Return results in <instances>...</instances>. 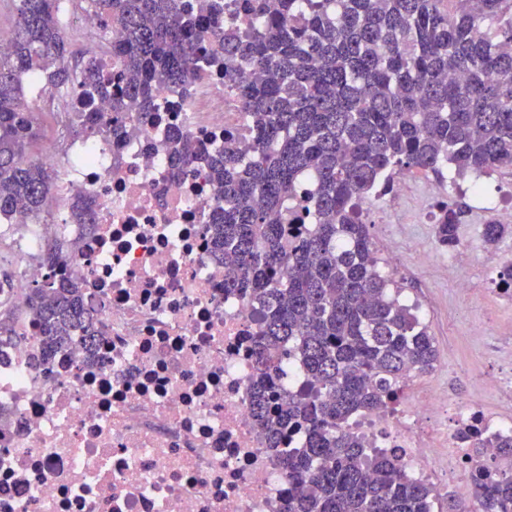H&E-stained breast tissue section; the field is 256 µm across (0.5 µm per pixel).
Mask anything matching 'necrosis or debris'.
Listing matches in <instances>:
<instances>
[{
  "label": "necrosis or debris",
  "instance_id": "obj_1",
  "mask_svg": "<svg viewBox=\"0 0 512 512\" xmlns=\"http://www.w3.org/2000/svg\"><path fill=\"white\" fill-rule=\"evenodd\" d=\"M155 100L136 134L66 147L60 188L94 201V227L69 223L52 197L49 223L11 236L22 260L0 276V304H22L55 232L76 244L58 273L80 284L104 335L94 351L76 336L47 360L29 320L23 340L0 341V512H288L298 491L251 412L257 315L224 289L206 233L211 187L199 164L175 169L164 147L176 128L195 154L226 138L250 144L238 95L215 71ZM350 429L444 489L469 466L461 431L510 437L512 408L425 384Z\"/></svg>",
  "mask_w": 512,
  "mask_h": 512
}]
</instances>
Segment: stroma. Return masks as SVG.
Returning a JSON list of instances; mask_svg holds the SVG:
<instances>
[{
  "instance_id": "1",
  "label": "stroma",
  "mask_w": 512,
  "mask_h": 512,
  "mask_svg": "<svg viewBox=\"0 0 512 512\" xmlns=\"http://www.w3.org/2000/svg\"><path fill=\"white\" fill-rule=\"evenodd\" d=\"M503 192L512 196V172L481 178L477 190L464 196L471 210L459 227L460 245L476 253L478 260L455 269L437 258L429 215L447 198L448 188L432 175L415 174L393 208L364 214L373 243L384 244L401 266V288L408 303L425 318L438 353L448 356L447 371L435 374L433 385L451 396L481 393L489 407L496 405L497 396L487 388L476 390V378L489 381L512 369V302L484 288L490 261L512 253V236L495 247L482 238L483 224L496 218L490 207ZM424 251L431 253V260H420ZM461 279L470 282L469 295L458 293ZM476 326L481 329L477 336L471 333Z\"/></svg>"
}]
</instances>
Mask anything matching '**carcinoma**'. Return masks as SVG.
Wrapping results in <instances>:
<instances>
[{"label": "carcinoma", "mask_w": 512, "mask_h": 512, "mask_svg": "<svg viewBox=\"0 0 512 512\" xmlns=\"http://www.w3.org/2000/svg\"><path fill=\"white\" fill-rule=\"evenodd\" d=\"M11 2V49L0 53V218L39 216L56 179L27 157L41 136L27 78L63 99L108 101L106 112L79 115L74 132L105 127L119 138L124 113L148 116L158 85L186 89L210 54L203 42L216 45L255 140L204 157L223 203L208 230L230 262L224 287L248 296L259 317L253 417L271 448L294 427L306 432L303 450L281 454L288 480L303 484L290 512H433V487L346 430L437 359L428 327L388 297L392 280L378 269L361 204L387 195L405 171L454 186L512 170V0H240L236 10L255 21L242 36L227 29L224 0H85L103 31L121 35L115 83L97 58L64 64L63 0ZM243 65L252 78L239 79ZM167 151L178 170L195 160L179 131ZM306 178L313 206L301 212L296 188ZM468 212L452 198L437 205L440 249L458 248ZM70 222L93 224V202L78 200ZM294 224L310 229L296 234ZM482 235L494 246L512 224L487 223ZM71 250L63 238L46 243L25 298L45 360L76 330L91 343L102 335L77 282L57 277ZM0 338L23 339L10 310L0 311ZM292 354L307 381L275 395L272 374ZM462 439L477 457L469 476L480 512H512V438ZM487 446L498 449L490 463L479 460Z\"/></svg>", "instance_id": "carcinoma-1"}]
</instances>
